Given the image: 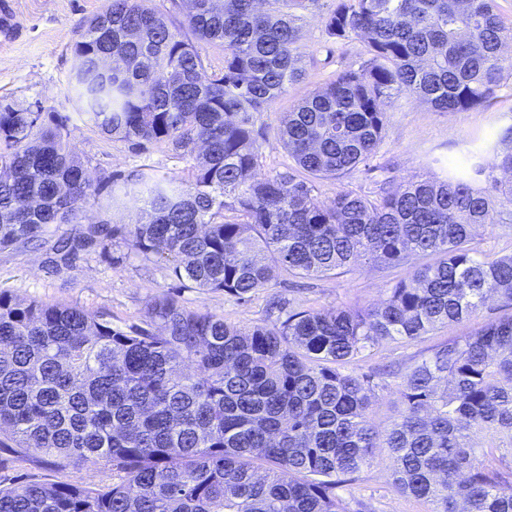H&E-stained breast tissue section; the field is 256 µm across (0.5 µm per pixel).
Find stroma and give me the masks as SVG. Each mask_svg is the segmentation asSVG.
Instances as JSON below:
<instances>
[{"label":"stroma","instance_id":"35a3bbf8","mask_svg":"<svg viewBox=\"0 0 512 512\" xmlns=\"http://www.w3.org/2000/svg\"><path fill=\"white\" fill-rule=\"evenodd\" d=\"M8 2L11 34L0 39V102L39 105L71 115L72 136L93 180L141 168L158 177L185 176V162L167 146L132 148L126 141L102 133L76 110L72 45L82 27L105 10L107 0ZM306 49L314 61L308 64L305 79L290 85L287 93L257 118L256 127L265 135L261 173L282 172L292 163L278 140L279 128L291 106L351 65L362 47L356 42L341 44L327 39L320 14L315 11L307 19ZM510 125L511 80L498 90L487 109L438 112L426 103L400 96L388 108L385 137L369 165L339 180L320 181L318 198L329 200L342 189L368 193L384 182L395 188L413 177L447 178L449 171L460 165L466 145L482 144ZM98 218L97 209L87 210L80 223L49 227L36 242L0 251V289L10 290L21 300L77 305L111 317L113 326L119 328L142 323L156 297L174 293L187 309L208 311L248 329L267 323L271 294L281 295L294 310L341 304L361 308L383 298L387 288L421 262L417 256L397 266L361 262L341 274L304 279L299 288H265L239 300L221 291L177 287L166 259L137 254L121 244H98L79 252L72 261L56 260L52 246L58 236L81 237L88 224ZM511 313L512 304L493 299L477 316L438 328L422 340L380 343L366 353L360 367L367 371L394 364L408 370L437 344L464 335L488 319ZM27 480L98 487L112 483L113 477L108 467L95 461L57 467L36 448L27 449L18 458L7 455L0 459V485ZM337 493L349 512L428 510L427 505L397 491L391 462L383 456L362 468Z\"/></svg>","mask_w":512,"mask_h":512}]
</instances>
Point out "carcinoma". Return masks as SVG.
I'll return each instance as SVG.
<instances>
[{"label": "carcinoma", "instance_id": "1", "mask_svg": "<svg viewBox=\"0 0 512 512\" xmlns=\"http://www.w3.org/2000/svg\"><path fill=\"white\" fill-rule=\"evenodd\" d=\"M320 0H188L181 20L148 0H110L73 44L81 111L135 148L164 144L188 164L176 183L143 171L91 179L60 112L0 104V250L104 215L64 260L105 237L170 258L180 283L244 299L287 277L362 260L428 261L365 310H291L243 330L173 296L141 325L0 289V451L39 448L57 466L96 459L117 481L0 487V512H348L336 489L385 454L396 489L429 512H512V315L433 347L403 376L383 429L370 418L383 341H416L499 296L512 303V254L472 246L483 224L512 222V125L448 180L396 191L316 183L368 164L386 107L407 95L438 112L490 106L512 79V26L496 0H330L334 42L361 63L287 113L294 166L259 175L255 115L306 76L308 12ZM224 47L207 63L199 44ZM145 219L122 222L129 200ZM479 432L503 440L480 446Z\"/></svg>", "mask_w": 512, "mask_h": 512}]
</instances>
